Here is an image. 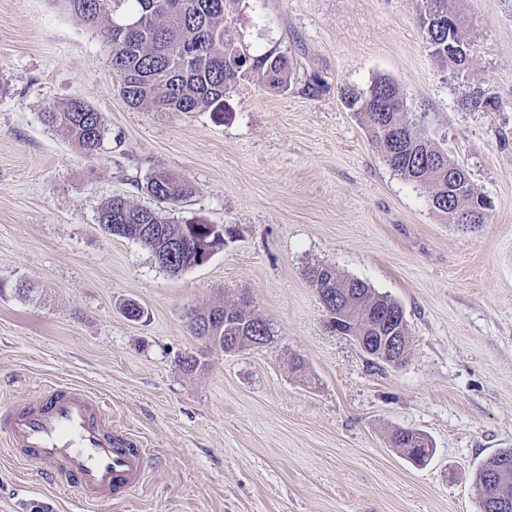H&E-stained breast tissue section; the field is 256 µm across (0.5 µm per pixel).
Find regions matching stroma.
Segmentation results:
<instances>
[{
	"label": "stroma",
	"mask_w": 512,
	"mask_h": 512,
	"mask_svg": "<svg viewBox=\"0 0 512 512\" xmlns=\"http://www.w3.org/2000/svg\"><path fill=\"white\" fill-rule=\"evenodd\" d=\"M423 5L234 0L231 35L285 54L292 78L283 93L240 82L220 121L130 108L111 44L63 0H0V283L44 292L0 297V413L78 384L149 450L133 496H68L58 512H478V466L512 448V0H454L465 79L430 55ZM381 76L491 200L485 224L448 223L375 149L343 94ZM473 86L496 109L462 108ZM75 98L105 121L96 156L42 120ZM160 171L189 181L183 203L145 192ZM117 196L235 236L171 274L103 230L99 209ZM318 265L401 305L400 367L329 328L309 279ZM128 300L143 317L125 316ZM226 301L264 319L272 341L225 353L195 336L189 311ZM401 429L430 437L426 465L395 446ZM50 493L41 465L0 455V512H39Z\"/></svg>",
	"instance_id": "obj_1"
}]
</instances>
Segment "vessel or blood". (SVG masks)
<instances>
[{
    "label": "vessel or blood",
    "instance_id": "b4317fda",
    "mask_svg": "<svg viewBox=\"0 0 512 512\" xmlns=\"http://www.w3.org/2000/svg\"><path fill=\"white\" fill-rule=\"evenodd\" d=\"M0 448L43 466L56 489L86 504L126 499L143 483L147 448L113 427L99 398L76 385H49L0 418Z\"/></svg>",
    "mask_w": 512,
    "mask_h": 512
}]
</instances>
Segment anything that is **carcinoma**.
<instances>
[{"instance_id":"1","label":"carcinoma","mask_w":512,"mask_h":512,"mask_svg":"<svg viewBox=\"0 0 512 512\" xmlns=\"http://www.w3.org/2000/svg\"><path fill=\"white\" fill-rule=\"evenodd\" d=\"M80 22L101 28L112 43V70L120 78V95L133 109L152 105L167 112L209 110L219 118L230 116L226 94L238 83L258 76L273 93L285 92L291 82L288 57L271 50L253 55L229 37L224 26L228 0H65ZM418 26L432 57L456 74L467 66L448 56V39L465 42L451 2L425 0ZM140 22L127 34L121 26ZM350 109L362 115L371 141L393 171L430 190L433 208L443 216L473 217L471 226L485 223L491 201L475 191L466 171L448 161L447 153L424 130L408 120L407 101L399 86L378 78L362 93L346 97ZM471 110L493 107L495 101L480 87L462 100ZM43 122L61 129L84 153L100 148L105 124L100 113L84 101L69 100L42 113ZM158 202L177 204L192 193L190 183L174 173L159 172L145 186ZM99 222L119 224L118 237L135 240L150 252L165 251L185 239L188 224H173L161 212L140 207L123 197L101 205ZM318 293L336 292L329 309V325L344 336H399V324L379 323L380 315L398 304L375 292L363 280L345 277L336 269L318 266L310 271ZM213 313L224 316L204 339L224 348L261 346L273 337L270 327L253 313L235 304L192 313L195 321ZM396 442L418 465L428 462L433 449L425 448L397 432ZM501 502L512 504V449L497 452L477 470L475 487Z\"/></svg>"}]
</instances>
